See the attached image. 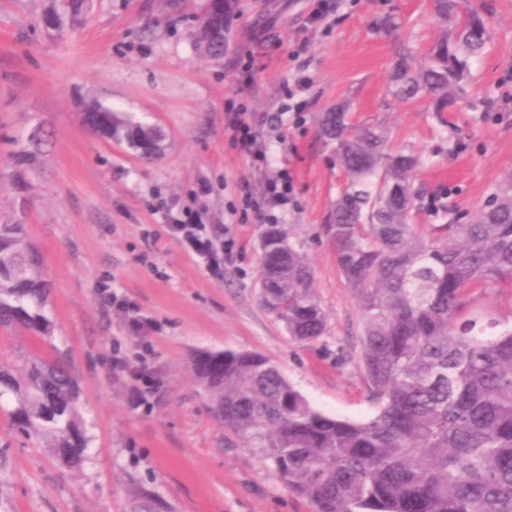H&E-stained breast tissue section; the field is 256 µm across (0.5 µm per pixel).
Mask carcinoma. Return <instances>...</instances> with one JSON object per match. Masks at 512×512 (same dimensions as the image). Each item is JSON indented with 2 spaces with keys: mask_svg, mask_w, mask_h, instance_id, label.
I'll return each mask as SVG.
<instances>
[{
  "mask_svg": "<svg viewBox=\"0 0 512 512\" xmlns=\"http://www.w3.org/2000/svg\"><path fill=\"white\" fill-rule=\"evenodd\" d=\"M85 0H52L42 21L81 19ZM234 0H209L192 31L205 57L218 60ZM421 57L395 62L393 96L424 98L440 112L456 103L484 49L487 28L473 10ZM87 126L144 160L161 151L164 131L97 102L86 104ZM320 135L348 182L323 224L337 265L359 299L358 364L375 413L362 422L315 408L265 355L200 351L191 371L210 415L269 460L288 488L315 512H512V326L474 314L468 292L512 291V205L481 204L458 222L457 211L419 234L411 224L417 192L412 173L421 158L390 151L387 134L357 126L344 112H326ZM277 244L262 257L257 282L262 306L288 335L314 343L327 320L311 267L285 232L268 227ZM48 273L26 225L0 216V327L53 338L47 311ZM19 375L0 366V400L18 433L44 442L61 464L79 468L92 442L81 392L67 354L57 347ZM160 496L143 489L130 512H162Z\"/></svg>",
  "mask_w": 512,
  "mask_h": 512,
  "instance_id": "1",
  "label": "carcinoma"
}]
</instances>
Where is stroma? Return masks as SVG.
<instances>
[{
  "instance_id": "35a3bbf8",
  "label": "stroma",
  "mask_w": 512,
  "mask_h": 512,
  "mask_svg": "<svg viewBox=\"0 0 512 512\" xmlns=\"http://www.w3.org/2000/svg\"><path fill=\"white\" fill-rule=\"evenodd\" d=\"M93 0L76 25L45 28L50 0H0V213L23 209L51 282L52 345L68 352L92 436L81 469L32 446L0 414V512H128L141 486L168 512H314L258 453L211 417L193 379L197 350L256 351L318 410L370 418L357 364L358 300L321 234L347 177L319 136L323 112L341 108L386 130L391 148L422 158L413 180L427 198L451 194L459 209L481 204L512 170V0H458L478 10L489 40L455 109L390 93L400 48L424 52L452 21L430 0H236L224 58L198 54L190 32L205 0ZM391 19L394 31L380 26ZM117 107L167 135L164 152L140 159L93 134L89 100ZM242 105L264 163L224 132L228 101ZM48 141L30 164L19 155L34 127ZM289 200L266 187L280 173ZM250 191L263 219L243 218ZM197 210L233 252L213 276L178 244L167 210ZM279 225L312 267L327 317L322 338L303 344L263 308L256 281L261 236ZM118 295L151 326L133 327ZM36 337L0 328V365L46 353ZM146 362L159 388L116 360Z\"/></svg>"
}]
</instances>
